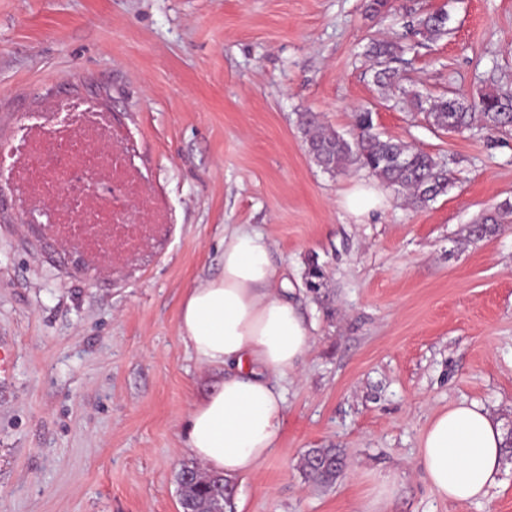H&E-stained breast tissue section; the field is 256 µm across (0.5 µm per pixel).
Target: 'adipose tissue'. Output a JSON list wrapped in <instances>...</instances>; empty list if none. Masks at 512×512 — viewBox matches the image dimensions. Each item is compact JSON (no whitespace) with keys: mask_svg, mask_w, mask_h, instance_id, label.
Listing matches in <instances>:
<instances>
[{"mask_svg":"<svg viewBox=\"0 0 512 512\" xmlns=\"http://www.w3.org/2000/svg\"><path fill=\"white\" fill-rule=\"evenodd\" d=\"M221 246L220 274L189 288L180 308L181 336L214 379L190 406L183 430L190 455L232 481L276 452L286 384L315 325L286 294L264 232L240 225L225 232ZM502 445L499 422L478 403L462 401L429 420L417 467L441 500L486 504L499 483Z\"/></svg>","mask_w":512,"mask_h":512,"instance_id":"ef3b65f1","label":"adipose tissue"}]
</instances>
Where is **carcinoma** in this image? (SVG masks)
Listing matches in <instances>:
<instances>
[{
	"mask_svg": "<svg viewBox=\"0 0 512 512\" xmlns=\"http://www.w3.org/2000/svg\"><path fill=\"white\" fill-rule=\"evenodd\" d=\"M418 34L434 41L448 34V14L427 13L418 21ZM403 47L392 41L370 44L366 55L376 61V82L384 89L396 83V70L389 66ZM414 106L427 112L431 124L444 131L461 132L474 127L488 131L512 126V95L485 93L479 98H439L424 101L417 97ZM307 137L308 152L313 161L331 173H343L351 166L367 169L391 186L408 192L415 207H423L437 195L446 191L451 183L448 172L428 153L412 149L403 141L384 138L374 129L372 112L362 110L356 114V133L348 140L324 129L316 115L309 112L302 119ZM512 213V205L504 203L497 211L483 216L475 225L478 235L492 233L504 217ZM342 453L338 448H311L301 460L305 480L316 485L333 484L342 474ZM194 473L190 481H179L182 512H212L217 501L226 506L231 503L234 485L220 475L201 472L194 466L183 467L179 475Z\"/></svg>",
	"mask_w": 512,
	"mask_h": 512,
	"instance_id": "obj_1",
	"label": "carcinoma"
}]
</instances>
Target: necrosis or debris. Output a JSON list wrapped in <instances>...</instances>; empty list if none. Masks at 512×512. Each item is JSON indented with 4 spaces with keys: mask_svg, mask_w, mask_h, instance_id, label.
Here are the masks:
<instances>
[{
    "mask_svg": "<svg viewBox=\"0 0 512 512\" xmlns=\"http://www.w3.org/2000/svg\"><path fill=\"white\" fill-rule=\"evenodd\" d=\"M111 146L112 125L94 99L62 100L50 111L25 114L14 141L0 148V159L7 160L8 179L26 196L37 203L57 202L54 224L60 233L76 224L87 225L92 232L86 249L109 256L125 241L112 231L106 202L74 210L68 200L79 185L71 182V174L89 185L127 174L125 157L113 154Z\"/></svg>",
    "mask_w": 512,
    "mask_h": 512,
    "instance_id": "obj_1",
    "label": "necrosis or debris"
}]
</instances>
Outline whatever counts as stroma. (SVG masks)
<instances>
[{
    "label": "stroma",
    "instance_id": "obj_1",
    "mask_svg": "<svg viewBox=\"0 0 512 512\" xmlns=\"http://www.w3.org/2000/svg\"><path fill=\"white\" fill-rule=\"evenodd\" d=\"M445 9L448 35L413 32ZM394 39L401 89L380 88L364 54ZM512 93V0H0V141L23 114L92 97L140 191V233L113 261L79 258L22 221L0 187V512H181L191 464L181 420L208 389L179 331L188 288L219 270L227 229L265 231L281 278L316 326L288 383L276 453L237 479L234 512H363L397 476L385 512H512V457L491 510L440 500L416 467L431 416L476 401L512 432V127L448 133L403 95ZM376 132L432 155L447 193L423 207L383 186L356 218L360 184L310 157L302 116L351 137ZM323 273L311 291V266ZM338 448L336 482L305 481L308 449ZM381 193L377 186L363 185L355 188L347 194L341 204L350 212L356 215H365L376 209L381 201Z\"/></svg>",
    "mask_w": 512,
    "mask_h": 512
}]
</instances>
